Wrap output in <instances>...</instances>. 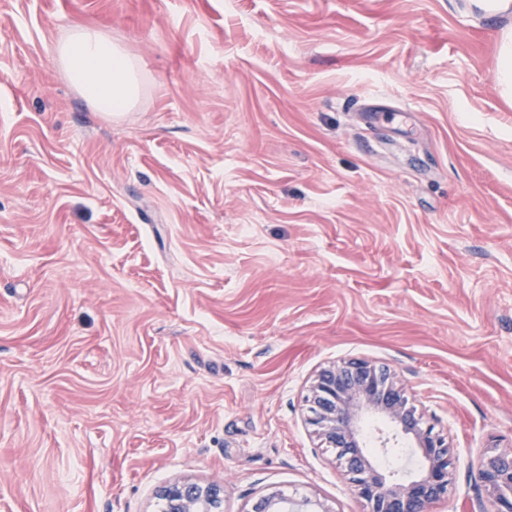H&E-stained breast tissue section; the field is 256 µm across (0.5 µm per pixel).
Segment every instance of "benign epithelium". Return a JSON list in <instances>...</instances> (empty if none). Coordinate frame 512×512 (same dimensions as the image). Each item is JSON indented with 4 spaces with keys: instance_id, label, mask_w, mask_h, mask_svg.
Wrapping results in <instances>:
<instances>
[{
    "instance_id": "7a95c632",
    "label": "benign epithelium",
    "mask_w": 512,
    "mask_h": 512,
    "mask_svg": "<svg viewBox=\"0 0 512 512\" xmlns=\"http://www.w3.org/2000/svg\"><path fill=\"white\" fill-rule=\"evenodd\" d=\"M305 402L308 421L350 475L353 492L366 512H428L448 496L452 484L455 449L410 404L404 388L386 367L352 359L322 368L315 376ZM381 416L394 435L407 438L423 460L414 478H387L375 455L366 448L363 424ZM478 474L495 512H512V450L484 453ZM159 498L169 512H218L221 489L183 481L164 486ZM248 512H333L308 497L275 490L257 497Z\"/></svg>"
}]
</instances>
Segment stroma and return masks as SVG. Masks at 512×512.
<instances>
[{
	"instance_id": "stroma-1",
	"label": "stroma",
	"mask_w": 512,
	"mask_h": 512,
	"mask_svg": "<svg viewBox=\"0 0 512 512\" xmlns=\"http://www.w3.org/2000/svg\"><path fill=\"white\" fill-rule=\"evenodd\" d=\"M140 65L97 111L71 25ZM465 0H0V512H158L175 480L364 512L307 421L388 366L490 512L512 449V105ZM478 474L495 512H512V450L484 453L478 463Z\"/></svg>"
}]
</instances>
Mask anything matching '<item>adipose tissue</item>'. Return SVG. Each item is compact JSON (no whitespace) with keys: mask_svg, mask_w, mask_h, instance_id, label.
Here are the masks:
<instances>
[{"mask_svg":"<svg viewBox=\"0 0 512 512\" xmlns=\"http://www.w3.org/2000/svg\"><path fill=\"white\" fill-rule=\"evenodd\" d=\"M478 7L504 19L498 53L499 83L512 95V0H477ZM58 61L83 96L101 112L127 110L139 90V65L101 31L73 25L69 38L56 48Z\"/></svg>","mask_w":512,"mask_h":512,"instance_id":"ef3b65f1","label":"adipose tissue"}]
</instances>
